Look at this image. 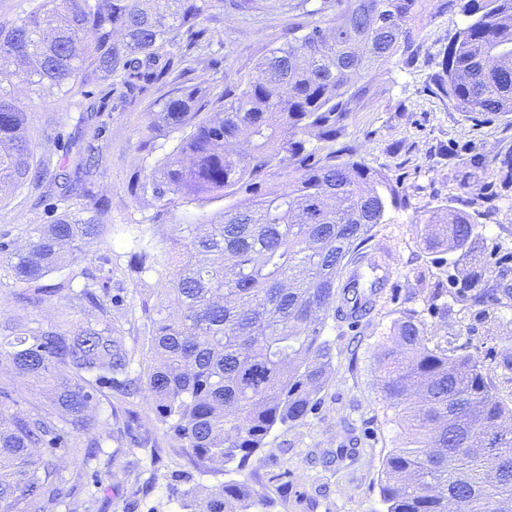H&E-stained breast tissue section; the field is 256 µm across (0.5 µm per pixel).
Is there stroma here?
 <instances>
[{"instance_id": "stroma-1", "label": "stroma", "mask_w": 512, "mask_h": 512, "mask_svg": "<svg viewBox=\"0 0 512 512\" xmlns=\"http://www.w3.org/2000/svg\"><path fill=\"white\" fill-rule=\"evenodd\" d=\"M288 20L284 9L248 15L226 5L215 7L204 20L211 34L212 61L200 66L192 81L222 88L233 85L276 45ZM421 25L419 63L408 70L392 62L377 71L370 98L351 114L343 137L355 160L381 171L399 191L397 207L390 209L386 222L374 228L365 245L366 251L388 255L392 277L370 317L356 325L339 323L331 334L334 370L315 413L304 425L276 430L259 453L261 463L253 477L257 486H268L270 477L281 473L290 480L288 500L277 504L275 512L383 510L381 462L395 447L398 434L378 395L374 356L395 320L426 305L427 294L417 276L432 257L419 242L415 220L429 217L444 203L479 213L477 229L493 256H512V189L503 190L497 176L501 160L512 154V114L461 112L433 94L429 88L432 60L447 46L455 27L445 17L426 18ZM10 93L28 112L31 135H39L51 118L61 137L80 134V113L71 96L33 92L22 85L12 86ZM168 93L161 85L142 84L131 95L112 97L105 112L95 119L101 127L95 142L99 164L85 194L73 198L70 205L80 217L98 220L102 247L124 251L125 226L152 222L153 208L134 201L129 178L135 171L150 168L178 142L177 134L159 132L153 138L152 152L138 148L154 120L147 109L149 102ZM38 195V190L25 186L0 204V235L21 243L29 228L50 222L53 210L38 204ZM17 288L11 279L0 280V321L67 318L79 324V313L65 314L54 302L37 308L14 302L12 294ZM427 324L434 340L479 354L482 360L512 354V341H507L495 311L459 315L445 324L431 318ZM137 404L139 417L129 432L109 442L112 469L99 480L88 477L81 456H61L65 475L82 476L83 495H98L99 512H174L165 487L176 476L209 490L224 483V474L203 472L163 432L145 398H138ZM148 445L157 449L155 464L141 476L153 475L157 481L147 496L134 498L126 472L144 458Z\"/></svg>"}]
</instances>
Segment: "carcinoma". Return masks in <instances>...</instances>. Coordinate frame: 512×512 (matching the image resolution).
I'll return each instance as SVG.
<instances>
[{"instance_id":"obj_1","label":"carcinoma","mask_w":512,"mask_h":512,"mask_svg":"<svg viewBox=\"0 0 512 512\" xmlns=\"http://www.w3.org/2000/svg\"><path fill=\"white\" fill-rule=\"evenodd\" d=\"M217 0H37L22 18L0 21V84L67 95L98 70L110 89L140 80L175 86L158 119L180 132L173 151L132 178L134 199L151 203L155 226L137 227L128 271L161 285L160 301L124 334L120 256L80 288L33 284L61 268L66 250L100 239L102 225L63 209L31 229L24 248L0 242V271L24 285L15 299L48 300L83 315L67 322L0 325V398L12 377L50 386L29 408L0 407V512H94L62 475L57 451L88 435L101 447L120 427L112 399L144 394L156 423L199 466L243 471L279 427L304 424L333 366L342 269L384 222L397 188L354 159L344 136L371 80L420 54L413 26L426 10L461 15L463 27L435 62L430 82L461 112L512 113V0H323L294 13L280 44L217 97L210 84L178 85L204 61L209 30L200 19ZM28 113L0 87V196L50 176L61 201L92 175V146L73 140L52 162L60 134L37 155ZM291 176L288 190L276 180ZM421 229L423 249L453 253L452 270L424 269L428 313L490 306L512 310V266L489 263L473 214L445 209ZM177 234L157 238L154 227ZM379 392L393 411L399 444L382 460L384 512H512V406L494 392L490 369L428 336L414 311L394 322L375 355ZM275 495L250 478L207 494L174 480L176 512H268L288 499V473Z\"/></svg>"}]
</instances>
